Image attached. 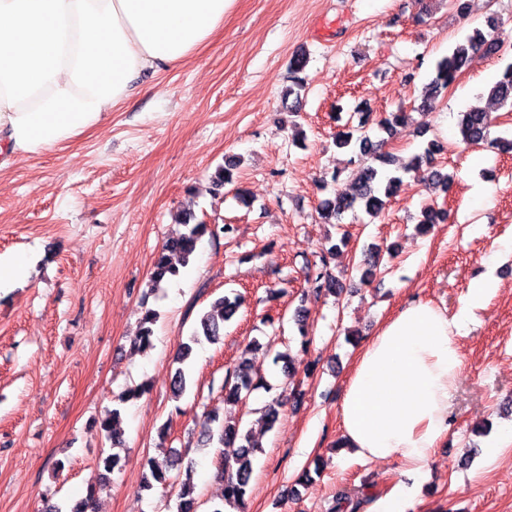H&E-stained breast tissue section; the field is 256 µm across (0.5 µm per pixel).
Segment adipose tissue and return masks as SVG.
<instances>
[{
    "label": "adipose tissue",
    "mask_w": 512,
    "mask_h": 512,
    "mask_svg": "<svg viewBox=\"0 0 512 512\" xmlns=\"http://www.w3.org/2000/svg\"><path fill=\"white\" fill-rule=\"evenodd\" d=\"M233 0H0V171L98 128L133 80L191 59ZM489 285L448 315L414 301L358 351L340 405L341 447L423 479L450 429L457 338Z\"/></svg>",
    "instance_id": "adipose-tissue-1"
}]
</instances>
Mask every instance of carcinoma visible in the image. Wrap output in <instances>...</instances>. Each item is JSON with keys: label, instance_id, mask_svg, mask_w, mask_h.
I'll use <instances>...</instances> for the list:
<instances>
[{"label": "carcinoma", "instance_id": "1", "mask_svg": "<svg viewBox=\"0 0 512 512\" xmlns=\"http://www.w3.org/2000/svg\"><path fill=\"white\" fill-rule=\"evenodd\" d=\"M488 31L474 29L473 33L458 42L448 55L439 59L434 67V74L424 87L422 108L431 107L432 103L445 96L448 88L453 86L458 75L472 63L474 58L491 52H499L505 45L504 39L498 35L499 19L491 14L487 17ZM307 66V55L303 52L295 54L290 63L291 85L283 94V104L290 110H295L305 91V80L300 77ZM488 96L502 106L512 108V62L508 63L496 82L488 90ZM370 114L360 116L358 126H349L336 132V147L350 149L357 155L362 168L356 175L353 190L350 194L334 200H325L319 206V214L324 224H338L342 216L348 211L361 209L371 216L378 215L387 203L400 189L403 177L391 171L394 165L392 156L384 150L386 139L377 141L362 133L367 125ZM409 115L402 111L392 112L377 121L379 129L391 134L399 126L408 124ZM492 118L489 113L479 110H468L460 113L459 131L462 142L467 146H476L488 141ZM443 150V145L436 139L427 142L423 151L414 155L411 161L402 168L403 174H413L420 180H431L440 186L443 192H448L452 176L435 169V156ZM239 160L227 159L224 165L218 167L214 184L223 187L233 182V171L237 169ZM448 220V211L429 205L421 211L419 225L422 230H428L434 224ZM182 229L172 234L165 242L161 251L156 255L150 274L151 287L159 288L161 283L176 279L182 275L189 266L198 249V245L205 235L215 236L233 230L230 224L211 226L196 222V216L187 210L180 219ZM336 246L327 249V254L320 259L321 267L316 273L317 288L329 294L341 293L337 288L336 277L329 270V256L333 255ZM238 299H230L224 295L210 304V307L200 317L199 328L196 329L188 341L181 344L175 357L178 367L170 380V391L176 399L182 398L193 384L192 354L194 346L207 341L215 344L224 335V323L230 321L238 310ZM159 314L152 308H143L140 317L138 335L133 340L134 346L139 350H148L152 347L153 326L158 321ZM252 367L249 360L242 356L237 365L229 372L224 382V401L237 404L246 400L255 390ZM150 391V384L142 382L136 386L122 391L115 397L118 406L112 408L104 418L97 421L98 428L106 438L112 440V447H122L120 437L121 405L141 398ZM221 446L220 454L223 464L216 469L215 478L223 483L224 505H218L213 512H224L229 507L235 512H245L247 489L253 472V457L256 447L252 442L251 433L240 427V422L233 419H220L212 414L203 431L201 444L207 446L212 441ZM181 464L179 456L159 462L149 459L143 472L140 488L150 490L154 484H165L170 480L169 472ZM179 486L177 493V512H197L198 497L194 472L192 467L184 469L181 477L175 479Z\"/></svg>", "mask_w": 512, "mask_h": 512}]
</instances>
